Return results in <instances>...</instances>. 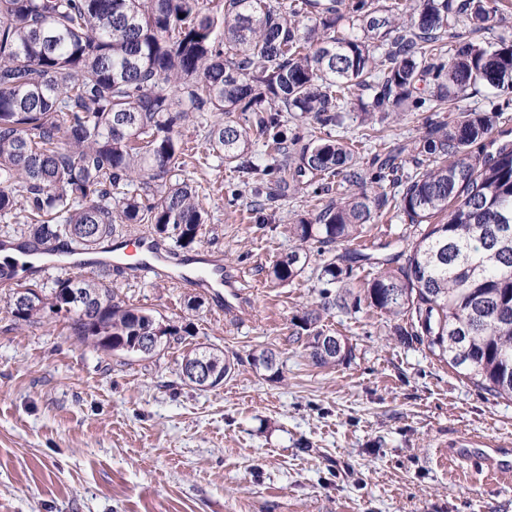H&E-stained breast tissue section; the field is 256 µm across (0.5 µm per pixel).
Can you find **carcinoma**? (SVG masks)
<instances>
[{
    "label": "carcinoma",
    "mask_w": 512,
    "mask_h": 512,
    "mask_svg": "<svg viewBox=\"0 0 512 512\" xmlns=\"http://www.w3.org/2000/svg\"><path fill=\"white\" fill-rule=\"evenodd\" d=\"M211 2L0 0V223L21 226L34 244L63 241L86 254L122 224H146L184 249L206 231L188 160H221L234 175L231 197L248 187L259 207L317 178L336 198L288 225L298 245L268 270L272 286L297 278L306 245L317 243L331 254L320 280L344 303L353 265L370 263L364 300L402 320V340L512 399V141L492 137L497 115L463 111L427 124L419 146L383 153L370 189L353 169L356 145L331 135L354 94L371 124L425 106L452 112L478 87L512 94V43L445 49L459 23L493 28L497 0H222L218 10ZM286 112L322 130L295 164ZM205 115L213 121L204 141L187 139L185 127ZM259 139L271 160L264 188L250 185ZM485 140L493 150H472ZM417 149L424 168L402 176L399 158ZM340 175L345 182L334 183ZM391 209L425 229L408 252L374 261L352 243ZM4 307L18 323L62 314L82 343L109 354L134 355L158 332L172 341L188 332L116 303L99 273L57 277L48 289L18 281ZM316 321L303 317L309 356L335 366L351 350L323 356ZM196 356L209 362L214 387L235 370L213 348L182 361ZM252 365L279 372L267 350Z\"/></svg>",
    "instance_id": "1"
}]
</instances>
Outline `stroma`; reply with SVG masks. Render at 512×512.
Masks as SVG:
<instances>
[{
    "mask_svg": "<svg viewBox=\"0 0 512 512\" xmlns=\"http://www.w3.org/2000/svg\"><path fill=\"white\" fill-rule=\"evenodd\" d=\"M457 106L497 113L496 133H512V94L481 87ZM196 178L207 233L180 256L243 272V303L227 316L218 306L231 289L110 270L117 302L190 325L148 357L86 346L61 315L20 324L0 308V512H512V478L491 481L442 457L459 436L512 444V400L355 303L366 270L353 271L354 298L341 307L324 296L315 250L291 284L270 286L269 266L294 245L289 222L313 218L328 194L307 184L256 212L248 192L228 204L220 162ZM420 233L390 212L360 243L397 252ZM307 310L346 341L343 363H313L300 339ZM198 346L238 361L215 388L179 376ZM263 349L277 355L278 375L252 365Z\"/></svg>",
    "mask_w": 512,
    "mask_h": 512,
    "instance_id": "1",
    "label": "stroma"
}]
</instances>
